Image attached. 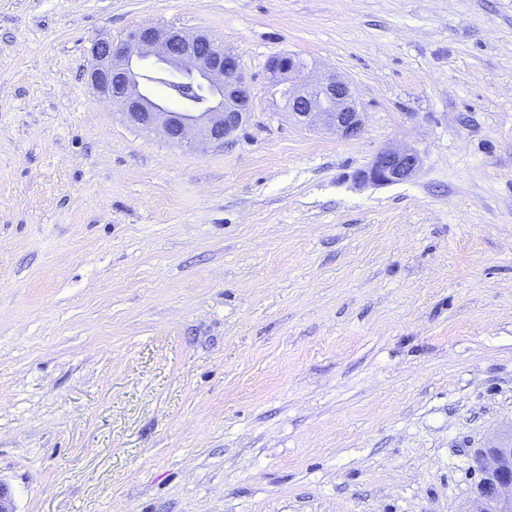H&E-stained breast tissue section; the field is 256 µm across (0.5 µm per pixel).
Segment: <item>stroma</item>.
Here are the masks:
<instances>
[{
  "mask_svg": "<svg viewBox=\"0 0 512 512\" xmlns=\"http://www.w3.org/2000/svg\"><path fill=\"white\" fill-rule=\"evenodd\" d=\"M204 32L223 144L129 125L94 43ZM346 79L343 138L268 59ZM390 144L408 182L355 176ZM512 432V0H0V481L15 512H463ZM267 69L281 86L280 96L298 125L310 128L321 123L345 138L361 132L364 114L344 78L330 74L313 79L308 63L290 53L271 57Z\"/></svg>",
  "mask_w": 512,
  "mask_h": 512,
  "instance_id": "stroma-1",
  "label": "stroma"
}]
</instances>
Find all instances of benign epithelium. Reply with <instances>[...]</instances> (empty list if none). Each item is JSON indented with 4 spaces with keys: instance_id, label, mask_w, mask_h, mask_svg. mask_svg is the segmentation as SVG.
Listing matches in <instances>:
<instances>
[{
    "instance_id": "obj_1",
    "label": "benign epithelium",
    "mask_w": 512,
    "mask_h": 512,
    "mask_svg": "<svg viewBox=\"0 0 512 512\" xmlns=\"http://www.w3.org/2000/svg\"><path fill=\"white\" fill-rule=\"evenodd\" d=\"M92 54V85L121 106L129 124L145 130L157 127L175 143L190 145L201 139L222 144L241 127L248 111L250 91L239 58L207 35L143 24L120 43L97 40ZM149 59L150 67L144 64ZM267 69L298 125L320 123L345 138L361 132L364 112L344 78L330 74L313 79L308 63L290 53L271 57ZM158 85L166 88L167 97L155 94ZM420 165L416 151L388 146L357 179L399 184L409 181ZM472 462L480 480L466 512H512V439L475 449Z\"/></svg>"
}]
</instances>
